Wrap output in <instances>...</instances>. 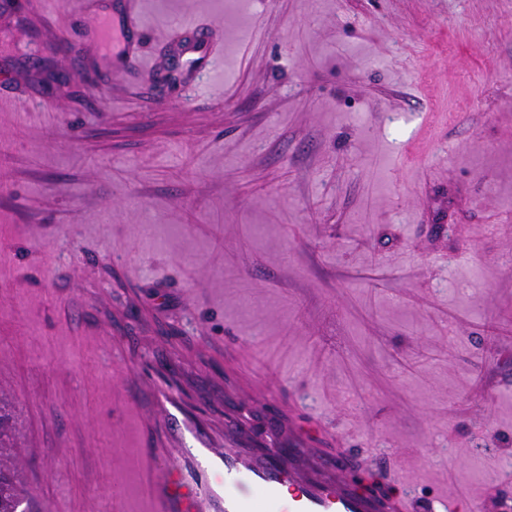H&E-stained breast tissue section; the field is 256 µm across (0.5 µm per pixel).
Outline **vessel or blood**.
I'll use <instances>...</instances> for the list:
<instances>
[{
    "label": "vessel or blood",
    "instance_id": "1",
    "mask_svg": "<svg viewBox=\"0 0 512 512\" xmlns=\"http://www.w3.org/2000/svg\"><path fill=\"white\" fill-rule=\"evenodd\" d=\"M118 27L123 43L112 55L116 68L138 53L135 32L142 24L135 0H128ZM173 33L188 72L213 65L209 43L185 39L180 23ZM151 393L154 408L146 421L154 433L140 460L147 512H410L406 498L353 491L343 477L350 459L347 450L328 458V467L337 472L330 482L286 464L282 448L257 447L251 429L239 418H226L217 428L192 417L171 389L155 386ZM172 452L180 455V465L162 474L161 460Z\"/></svg>",
    "mask_w": 512,
    "mask_h": 512
}]
</instances>
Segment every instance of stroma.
Instances as JSON below:
<instances>
[{
  "label": "stroma",
  "mask_w": 512,
  "mask_h": 512,
  "mask_svg": "<svg viewBox=\"0 0 512 512\" xmlns=\"http://www.w3.org/2000/svg\"><path fill=\"white\" fill-rule=\"evenodd\" d=\"M73 2L0 0L20 488L142 512L113 354L220 426L241 347L251 428L289 403L359 491L512 512V0H140L117 75ZM175 15L219 38L190 86L144 72Z\"/></svg>",
  "instance_id": "obj_1"
}]
</instances>
